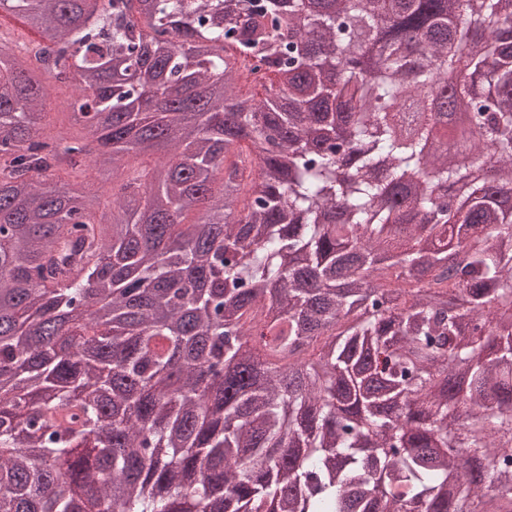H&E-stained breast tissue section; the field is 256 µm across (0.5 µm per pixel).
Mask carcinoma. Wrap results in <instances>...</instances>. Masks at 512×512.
<instances>
[{"label":"carcinoma","instance_id":"cac0c4a2","mask_svg":"<svg viewBox=\"0 0 512 512\" xmlns=\"http://www.w3.org/2000/svg\"><path fill=\"white\" fill-rule=\"evenodd\" d=\"M134 2L9 0L0 512L512 505V0ZM74 73L91 137L45 135ZM1 31L8 33L10 38L18 44H28L35 40V34L29 30L20 20L9 16L0 17ZM451 121L454 128L446 130L440 128L427 144L425 151L428 153H441L448 148L447 132H451L456 140L468 139L473 132L469 115L464 112H457L451 115Z\"/></svg>","mask_w":512,"mask_h":512}]
</instances>
